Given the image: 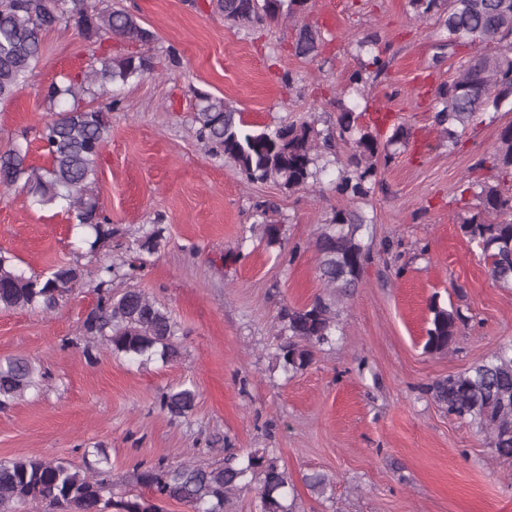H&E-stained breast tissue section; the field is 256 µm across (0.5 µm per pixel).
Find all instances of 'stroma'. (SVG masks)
Wrapping results in <instances>:
<instances>
[{"label":"stroma","instance_id":"1","mask_svg":"<svg viewBox=\"0 0 512 512\" xmlns=\"http://www.w3.org/2000/svg\"><path fill=\"white\" fill-rule=\"evenodd\" d=\"M106 2L155 36L147 46L113 43V52L149 54L154 70L114 89L119 104L93 190L115 233L97 250L61 207L0 187V251L29 273L70 263L84 270L83 285L52 312L0 310V358L30 359L40 380L39 392L0 409V461L80 466L85 451L101 448L120 492L139 464L218 465L229 453L259 449L295 485L296 512H512V461L428 392L512 344V288L492 281L459 229L460 192L490 178L477 162L512 112L479 115L453 148L434 123L435 90L466 52L445 48L446 31L419 19L409 0H308L297 19L251 29L226 22L210 0ZM298 22L322 29L316 60L291 50ZM370 33L389 47L388 73L348 103L362 108L365 123L375 109L390 112L411 137L379 166L369 196L335 189L347 146L327 156L320 184L289 191L244 181L199 139L202 93L231 102L258 129L302 120L326 129L357 67L356 42ZM86 44L72 26L44 33L28 86L0 103V147L27 138L31 163L48 166L39 139L52 117L44 91L83 69ZM263 202L276 204L272 221L300 244L294 262L256 232ZM339 210L363 217L371 259L355 291L336 302L335 342L290 376L272 358L281 311L330 297L314 240ZM150 224L164 228L167 245L128 272V248ZM106 261L121 269L113 292L141 289L171 312L178 362L138 366L85 331ZM433 299L467 317L442 354L423 349ZM182 382L195 385L198 404L174 419L159 400ZM312 472L328 475L332 489L310 490L302 478Z\"/></svg>","mask_w":512,"mask_h":512}]
</instances>
